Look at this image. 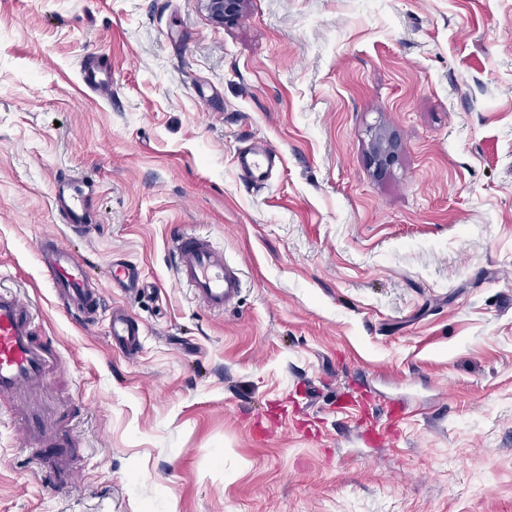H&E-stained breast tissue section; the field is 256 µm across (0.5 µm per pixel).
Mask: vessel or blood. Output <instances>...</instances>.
Listing matches in <instances>:
<instances>
[{
    "mask_svg": "<svg viewBox=\"0 0 512 512\" xmlns=\"http://www.w3.org/2000/svg\"><path fill=\"white\" fill-rule=\"evenodd\" d=\"M81 79L91 90L103 91L112 84V72L100 60L81 67ZM277 157L276 151L262 144L239 155L237 162L246 178L255 183L266 181ZM97 192L93 182L83 177L58 178L52 190V208L60 223L81 230L92 224V201ZM38 261L64 309L85 323L96 320L100 293L93 288L85 263L71 250L61 246L55 235L39 242ZM178 282L188 288L194 299L212 312H223L241 291L238 270L224 257L223 249L196 234H183L175 240ZM113 283L126 292L139 291L142 273L138 265L125 260L112 265ZM110 344L129 356L141 350L139 324L125 311H112L108 323ZM60 369L52 347L34 331L33 307L25 298L0 290V401L22 400L11 415L24 440L34 441L40 450L50 452L54 473L63 474L72 464V441L59 434L33 407L28 396L40 390Z\"/></svg>",
    "mask_w": 512,
    "mask_h": 512,
    "instance_id": "obj_1",
    "label": "vessel or blood"
}]
</instances>
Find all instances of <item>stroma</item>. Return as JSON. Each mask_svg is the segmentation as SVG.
I'll list each match as a JSON object with an SVG mask.
<instances>
[{"label": "stroma", "instance_id": "35a3bbf8", "mask_svg": "<svg viewBox=\"0 0 512 512\" xmlns=\"http://www.w3.org/2000/svg\"><path fill=\"white\" fill-rule=\"evenodd\" d=\"M98 58L108 94L80 79ZM256 142L262 184L237 167ZM74 173L99 185L87 237L50 207ZM182 233L241 269L223 314L178 284ZM46 234L94 325L49 287ZM0 287L54 342L37 400L80 458L44 481L0 426V512H512V0H245L227 25L202 0H0ZM352 387L409 408L392 445L339 411ZM276 157L277 153L273 148L261 144L247 154H239L237 162L246 178L260 184L267 180L269 168ZM37 251L39 264L47 273L50 287L62 307L83 319L85 324L95 322L100 293L91 286L83 260L61 246L52 234L40 240ZM112 282L126 292H138L142 285V273L138 265L132 261L124 260L121 263L110 265ZM108 335L111 347L119 348L127 356H135L141 350L142 333L139 323L123 310L112 311Z\"/></svg>", "mask_w": 512, "mask_h": 512}]
</instances>
